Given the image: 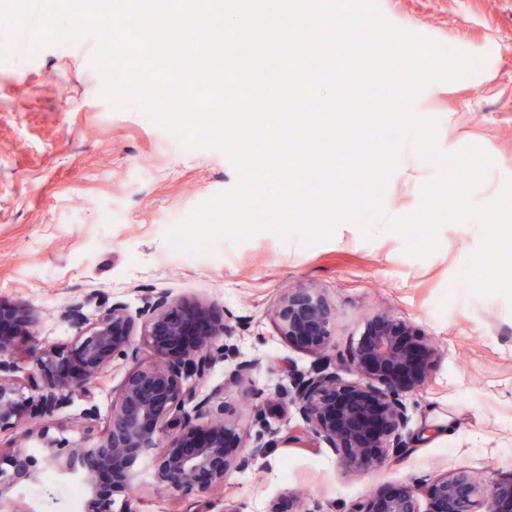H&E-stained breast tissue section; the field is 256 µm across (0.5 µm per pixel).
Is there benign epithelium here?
<instances>
[{
  "mask_svg": "<svg viewBox=\"0 0 512 512\" xmlns=\"http://www.w3.org/2000/svg\"><path fill=\"white\" fill-rule=\"evenodd\" d=\"M214 308L206 299L159 292L134 313L128 303L116 300L91 318L84 303L75 302L64 311L75 330L71 348L45 346L23 365L18 340L34 335L37 314L23 302H0V431H22L38 441L40 452L38 457L25 448L0 453V509L14 505L21 487L39 483L46 468L81 483L80 512H112L115 498H103L98 491L103 471L121 475L114 494L127 498L138 479L136 464L152 455L157 488L204 495L224 485L231 473L269 457L280 444L276 432L252 446L242 444L216 393L202 394L224 358L221 341L233 337ZM335 321V309L311 288H291L281 297L275 310L279 335L324 359V366L286 369L268 399L299 416L293 439L306 435L325 443L347 471L380 470L407 454V400L424 389L440 351L412 324L377 312L334 368L329 348ZM142 346L155 361H142ZM116 359L128 369L112 395L101 433L92 427L98 417L94 405L81 412L84 427L76 438L56 437L48 428L33 426L77 398L91 400L93 384ZM341 370L357 375L358 381H344ZM21 371L23 379L17 376ZM163 440L168 448L153 455ZM481 502L483 512H512V477L485 495L473 475L446 471L380 492L349 512H478ZM268 512L312 510L289 493Z\"/></svg>",
  "mask_w": 512,
  "mask_h": 512,
  "instance_id": "benign-epithelium-1",
  "label": "benign epithelium"
}]
</instances>
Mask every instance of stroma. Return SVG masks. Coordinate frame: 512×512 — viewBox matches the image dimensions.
Here are the masks:
<instances>
[{"label":"stroma","mask_w":512,"mask_h":512,"mask_svg":"<svg viewBox=\"0 0 512 512\" xmlns=\"http://www.w3.org/2000/svg\"><path fill=\"white\" fill-rule=\"evenodd\" d=\"M379 3L392 24L475 57V75L429 86L409 111L438 121L442 150L475 145L489 155L473 199L495 198L512 178V0ZM32 42L31 32L14 37L0 27V300L27 302L39 315L36 336L19 340L21 353L71 341L63 312L74 301L92 315L115 300L139 308L159 291L210 300L235 330L210 384L250 444L289 428L262 392L285 365L307 371L318 363L276 328L273 310L286 289H314L335 306L331 355L359 339L375 310L412 323L440 350L427 385L408 399L402 461L350 472L324 444L291 441L204 500L156 490L143 461L134 512H267L288 491L314 512H349L375 491L448 467L477 474L488 489L512 475V302L473 295L457 280L479 245L478 220L444 226L424 257L405 255L403 238L380 227L365 240L355 222L312 246L262 233L200 255L173 253L170 225L233 186L230 161L216 150L183 149L138 104L102 95L93 34L27 51ZM436 173L404 143L384 215L414 213ZM242 362L250 369L237 382L230 374Z\"/></svg>","instance_id":"35a3bbf8"}]
</instances>
